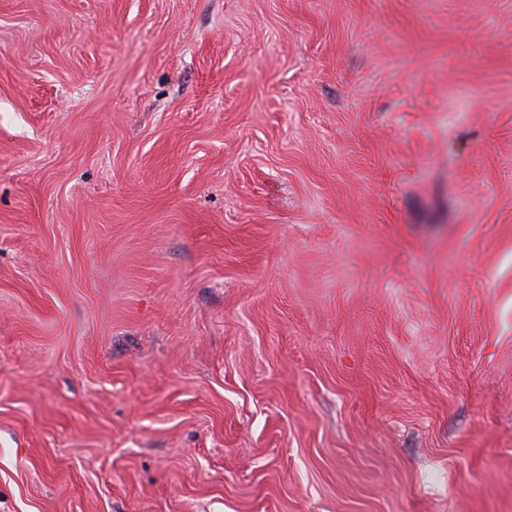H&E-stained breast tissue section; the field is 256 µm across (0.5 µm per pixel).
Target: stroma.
Here are the masks:
<instances>
[{"instance_id":"35a3bbf8","label":"stroma","mask_w":512,"mask_h":512,"mask_svg":"<svg viewBox=\"0 0 512 512\" xmlns=\"http://www.w3.org/2000/svg\"><path fill=\"white\" fill-rule=\"evenodd\" d=\"M0 512H512V0H0Z\"/></svg>"}]
</instances>
